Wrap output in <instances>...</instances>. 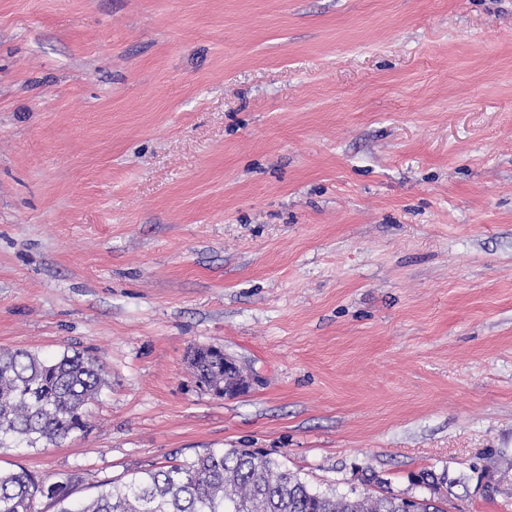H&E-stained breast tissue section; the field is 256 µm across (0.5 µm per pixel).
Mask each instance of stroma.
<instances>
[{
	"instance_id": "35a3bbf8",
	"label": "stroma",
	"mask_w": 512,
	"mask_h": 512,
	"mask_svg": "<svg viewBox=\"0 0 512 512\" xmlns=\"http://www.w3.org/2000/svg\"><path fill=\"white\" fill-rule=\"evenodd\" d=\"M0 349L103 363L83 433L0 448L79 499L257 448L512 512V0H0ZM190 354V366L195 382L208 390L224 382V369H230L235 375L232 391L235 394L250 388L251 380L246 376L238 362L223 353V350H213L210 347H195ZM412 482L427 490L426 495L416 496L418 512H448L449 496H453L452 488L459 483L457 479L450 478L445 469L440 473L424 469L414 476Z\"/></svg>"
}]
</instances>
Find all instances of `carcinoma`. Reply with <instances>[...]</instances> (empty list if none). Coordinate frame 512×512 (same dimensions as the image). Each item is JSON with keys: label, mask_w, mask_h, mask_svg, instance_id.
Wrapping results in <instances>:
<instances>
[{"label": "carcinoma", "mask_w": 512, "mask_h": 512, "mask_svg": "<svg viewBox=\"0 0 512 512\" xmlns=\"http://www.w3.org/2000/svg\"><path fill=\"white\" fill-rule=\"evenodd\" d=\"M195 382H224V353L197 347ZM96 357L75 352L44 359L27 350H0V448L58 444L87 427L88 407L105 384ZM412 482L427 490L419 512H448L458 481L448 470L424 469ZM74 482H50L21 468L0 471V512H37L46 498L56 512H403L406 495L383 491L350 496L311 489L279 461L254 448H210L190 460L141 469L124 481L100 484L97 495L70 501Z\"/></svg>", "instance_id": "1"}]
</instances>
